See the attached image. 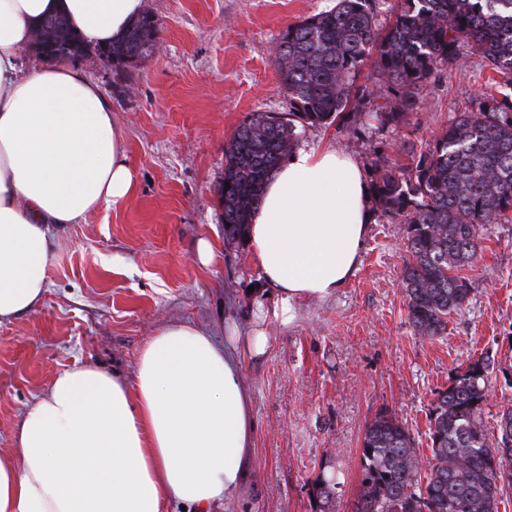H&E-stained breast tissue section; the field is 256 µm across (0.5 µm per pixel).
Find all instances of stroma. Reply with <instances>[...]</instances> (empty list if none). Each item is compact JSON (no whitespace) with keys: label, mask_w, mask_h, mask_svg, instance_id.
<instances>
[{"label":"stroma","mask_w":512,"mask_h":512,"mask_svg":"<svg viewBox=\"0 0 512 512\" xmlns=\"http://www.w3.org/2000/svg\"><path fill=\"white\" fill-rule=\"evenodd\" d=\"M334 0H144L157 21L156 50L125 66L77 64L104 90L138 179L134 194L54 244L50 287L39 310L0 325V452L33 397L63 369L88 362L132 376L162 326L191 323L223 341L248 335L257 303L272 305L245 240L224 237L217 188L224 148L251 114L284 112L273 47L290 24ZM479 58L423 86L421 108L397 127L361 120L307 128L301 148L334 147L370 171L374 148L421 144L486 89ZM214 244L210 265L199 241ZM406 227L373 213L360 262L336 295L302 302L287 324L268 321L264 353L244 355L256 422L254 457L219 512H318L314 484L337 474L336 512H355L361 441L379 413L409 428L429 460V414L457 367L490 362L488 434L512 399V223L492 224L464 273L473 291L446 334L417 336L401 273Z\"/></svg>","instance_id":"stroma-1"}]
</instances>
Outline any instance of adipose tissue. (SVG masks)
I'll return each mask as SVG.
<instances>
[{"instance_id":"adipose-tissue-1","label":"adipose tissue","mask_w":512,"mask_h":512,"mask_svg":"<svg viewBox=\"0 0 512 512\" xmlns=\"http://www.w3.org/2000/svg\"><path fill=\"white\" fill-rule=\"evenodd\" d=\"M143 0H0V323L36 311L67 224L134 192L112 104L65 62L25 68L39 19L62 13L94 46L120 40ZM364 172L334 149H298L267 181L246 243L277 289L267 317L333 296L353 274L371 222ZM265 328L219 345L170 323L142 349L133 379L85 363L36 397L0 453V512H162L168 500L212 512L244 481L254 450L240 351Z\"/></svg>"}]
</instances>
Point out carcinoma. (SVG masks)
I'll list each match as a JSON object with an SVG mask.
<instances>
[{
    "mask_svg": "<svg viewBox=\"0 0 512 512\" xmlns=\"http://www.w3.org/2000/svg\"><path fill=\"white\" fill-rule=\"evenodd\" d=\"M380 2L335 0L282 33L276 64L288 112L251 114L224 148L217 188L224 237H245L264 184L306 128L349 122L358 96L378 102L381 125L396 126L420 107L424 83L477 55L495 74L487 91L426 146L404 148L398 160L379 155L371 183L382 215L406 225L401 283L409 323L422 337L442 336L448 317L469 302L472 284L462 271L479 232L512 221V0H399L389 20ZM155 34L146 13L112 55L134 63ZM35 41L62 59L92 54L63 15L39 22ZM366 68L375 75L370 86L358 84ZM488 382L489 364L479 358L437 392L426 464L408 427L378 413L364 431L356 512H498L512 491V404L504 403L498 434L489 438L482 418ZM336 479L316 480L319 512H334Z\"/></svg>",
    "mask_w": 512,
    "mask_h": 512,
    "instance_id": "carcinoma-1",
    "label": "carcinoma"
}]
</instances>
